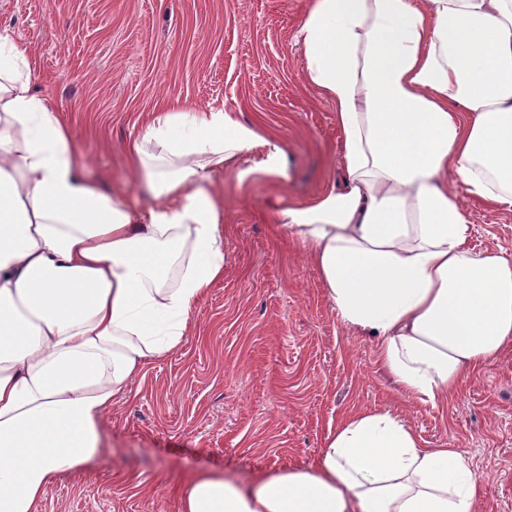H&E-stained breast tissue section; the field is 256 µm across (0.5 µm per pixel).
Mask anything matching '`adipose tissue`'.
Returning <instances> with one entry per match:
<instances>
[{
    "mask_svg": "<svg viewBox=\"0 0 512 512\" xmlns=\"http://www.w3.org/2000/svg\"><path fill=\"white\" fill-rule=\"evenodd\" d=\"M298 38L345 178L280 222L396 384L446 402L512 343V261L471 247L462 202L512 209V0H313ZM36 70L1 31L0 512H40L48 486L99 456L114 401L188 335L224 275L212 172L288 179L277 136L222 109L165 108L130 150L156 200L139 211L85 177ZM480 486L457 449L359 411L311 467L248 487L199 474L180 512H475Z\"/></svg>",
    "mask_w": 512,
    "mask_h": 512,
    "instance_id": "adipose-tissue-1",
    "label": "adipose tissue"
}]
</instances>
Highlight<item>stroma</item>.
Instances as JSON below:
<instances>
[{"label": "stroma", "mask_w": 512, "mask_h": 512, "mask_svg": "<svg viewBox=\"0 0 512 512\" xmlns=\"http://www.w3.org/2000/svg\"><path fill=\"white\" fill-rule=\"evenodd\" d=\"M309 0H0V30L34 49L37 94L67 120L88 177L153 204L127 149L160 107L236 113L285 144L288 180L224 202V276L182 344L149 362L101 426L99 457L50 486L41 512H180V485L241 482L312 465L357 411L403 418L426 448H456L482 478L475 512H512V347L448 402L400 391L373 339L343 325L302 246L277 222L343 177L333 108L304 80ZM465 207L473 249L512 258V210Z\"/></svg>", "instance_id": "obj_1"}]
</instances>
